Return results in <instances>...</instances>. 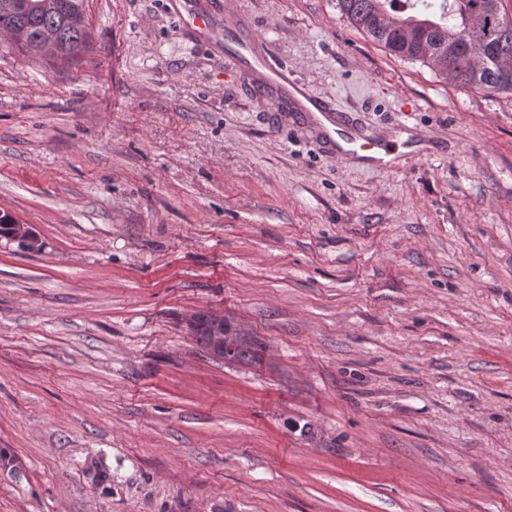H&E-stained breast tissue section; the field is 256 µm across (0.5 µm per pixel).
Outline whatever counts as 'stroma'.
Returning <instances> with one entry per match:
<instances>
[{"instance_id": "stroma-1", "label": "stroma", "mask_w": 512, "mask_h": 512, "mask_svg": "<svg viewBox=\"0 0 512 512\" xmlns=\"http://www.w3.org/2000/svg\"><path fill=\"white\" fill-rule=\"evenodd\" d=\"M180 0H87L73 62L0 38V512H512V91L338 0H236L308 89L430 154L339 160ZM221 313L256 361L213 358ZM194 0H182L186 17L181 14L182 19L188 23L191 27L197 29L201 33L210 32L213 33V23L209 15L196 8L193 5Z\"/></svg>"}]
</instances>
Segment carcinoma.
Listing matches in <instances>:
<instances>
[{
  "instance_id": "obj_1",
  "label": "carcinoma",
  "mask_w": 512,
  "mask_h": 512,
  "mask_svg": "<svg viewBox=\"0 0 512 512\" xmlns=\"http://www.w3.org/2000/svg\"><path fill=\"white\" fill-rule=\"evenodd\" d=\"M0 0V33L22 51L74 59L87 47L86 0ZM358 30L392 55L419 61L462 87L512 91L501 71L512 72V20L500 0H338ZM472 42L458 44L466 30Z\"/></svg>"
}]
</instances>
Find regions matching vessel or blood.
<instances>
[{"mask_svg": "<svg viewBox=\"0 0 512 512\" xmlns=\"http://www.w3.org/2000/svg\"><path fill=\"white\" fill-rule=\"evenodd\" d=\"M224 58L242 71L255 76L253 95L274 108L294 113L302 122L312 123L322 141L338 158L360 156L371 162L399 152L401 145L384 134H366L340 116L335 105L311 94L287 68L276 63L270 47L253 37L242 35L233 14L224 17Z\"/></svg>", "mask_w": 512, "mask_h": 512, "instance_id": "b4317fda", "label": "vessel or blood"}]
</instances>
